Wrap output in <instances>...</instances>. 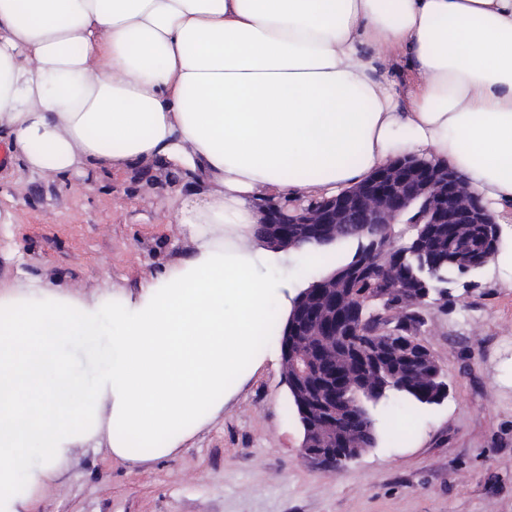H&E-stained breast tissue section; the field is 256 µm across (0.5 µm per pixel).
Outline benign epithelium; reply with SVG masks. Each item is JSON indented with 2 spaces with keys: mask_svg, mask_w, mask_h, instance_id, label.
<instances>
[{
  "mask_svg": "<svg viewBox=\"0 0 512 512\" xmlns=\"http://www.w3.org/2000/svg\"><path fill=\"white\" fill-rule=\"evenodd\" d=\"M418 204L425 224L486 226L479 249L465 241L452 246L453 254L466 257L471 267H485L500 243L501 225L493 220L482 198L468 189L448 163L416 154L390 160L365 181L334 197L292 210L269 203L265 205L259 230L273 246L290 250L304 242L331 245L336 241L337 225L361 224L358 264L345 269L341 276L388 280L392 272L386 267L376 268L370 257L393 255L401 265L414 257L415 252L396 246L391 237L366 235L365 225L382 224L388 228L399 223L404 213ZM418 271L420 276L413 279L405 306L413 308L434 295L440 299L448 297L446 287H426L425 276L433 274V270L421 265ZM349 309H356L353 289L336 287L334 277L319 282L317 288L302 289L291 300L287 331L280 344L289 394L295 397L304 415H310L313 409L318 413L317 418L304 422L301 454L324 469L340 470L366 452L336 431V413L347 388L344 379L333 369L322 373L317 368L318 360L329 356L326 337L362 335L353 323L356 314H346ZM313 322L323 340L303 347L297 337Z\"/></svg>",
  "mask_w": 512,
  "mask_h": 512,
  "instance_id": "obj_1",
  "label": "benign epithelium"
}]
</instances>
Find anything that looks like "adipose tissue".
I'll return each instance as SVG.
<instances>
[{"label": "adipose tissue", "mask_w": 512, "mask_h": 512, "mask_svg": "<svg viewBox=\"0 0 512 512\" xmlns=\"http://www.w3.org/2000/svg\"><path fill=\"white\" fill-rule=\"evenodd\" d=\"M0 132L25 172L171 170L196 244L108 308L0 289V512H31L89 441L158 459L221 409L269 319L261 203L424 154L512 209V0H0Z\"/></svg>", "instance_id": "adipose-tissue-1"}]
</instances>
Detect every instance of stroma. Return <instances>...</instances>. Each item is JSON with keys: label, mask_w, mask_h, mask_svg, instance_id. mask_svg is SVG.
I'll return each mask as SVG.
<instances>
[{"label": "stroma", "mask_w": 512, "mask_h": 512, "mask_svg": "<svg viewBox=\"0 0 512 512\" xmlns=\"http://www.w3.org/2000/svg\"><path fill=\"white\" fill-rule=\"evenodd\" d=\"M164 169L83 167L67 180L28 172L0 180V286L61 288L94 298L136 294L187 257L194 243L172 221ZM277 282L272 320L326 269L298 276L294 261L264 269ZM473 288L420 308L419 340L449 387L443 404L413 413L378 405L376 447L341 470L308 463L286 413L280 333L243 373L224 407L168 456L121 460L104 439L81 448L37 512H512V264L494 258Z\"/></svg>", "instance_id": "stroma-1"}]
</instances>
